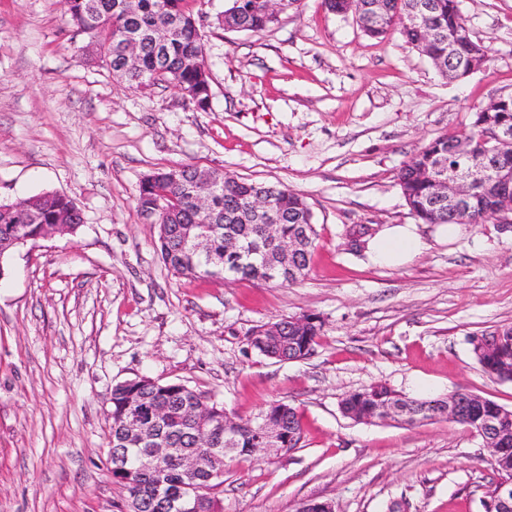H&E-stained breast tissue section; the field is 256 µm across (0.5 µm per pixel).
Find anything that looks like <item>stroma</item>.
I'll return each mask as SVG.
<instances>
[{"label": "stroma", "mask_w": 512, "mask_h": 512, "mask_svg": "<svg viewBox=\"0 0 512 512\" xmlns=\"http://www.w3.org/2000/svg\"><path fill=\"white\" fill-rule=\"evenodd\" d=\"M227 0H194L210 76L200 110L169 85L113 78L61 0H0V201L72 197L75 234L18 248L0 273V512H118L106 472V398L136 377L216 395L238 417L294 405L304 445L227 463L224 512H484L497 481L481 438L441 419L344 417L347 393L382 382L414 398L467 390L512 410V381L477 364L472 336L512 326V215L444 237L417 223L400 169L431 140L512 95V0H460L484 69L444 80L397 34L298 0L260 32L219 27ZM192 164L287 187L313 209L317 248L292 286L187 281L162 264L137 208L141 179ZM417 224L427 247L376 264L350 232ZM313 314L297 362L247 343L255 325Z\"/></svg>", "instance_id": "stroma-1"}]
</instances>
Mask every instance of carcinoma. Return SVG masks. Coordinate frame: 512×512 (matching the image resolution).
<instances>
[{
  "label": "carcinoma",
  "instance_id": "1",
  "mask_svg": "<svg viewBox=\"0 0 512 512\" xmlns=\"http://www.w3.org/2000/svg\"><path fill=\"white\" fill-rule=\"evenodd\" d=\"M189 0H69L68 14L80 32L96 38V48L109 60L112 76L137 87L169 83L182 96L204 110L210 102L209 74L204 65V47ZM419 0H371L382 21L370 19L368 11L354 5L364 34L381 39L390 32L398 33L406 44L426 56L438 72L449 79L470 74L471 62L485 67L490 61L489 49L472 39L470 32L459 24V0H430L431 8L416 11ZM231 23L225 28L257 32L274 23L267 0H231L225 10ZM177 36L159 45L157 39L168 31ZM135 35L139 42L137 66H121V49L127 37ZM512 135V98L503 97L473 113L469 128L450 136L438 137L426 144L400 170L399 185L410 210L425 224H483L497 215L502 200L495 199V182L487 181L474 188L466 213L460 214L448 203L435 204L429 182L419 172L440 160L452 169L464 164V159L450 153L451 148L468 142L497 158L502 167L512 172V142L500 140L501 133ZM193 165L159 169L146 175L140 184L137 207L141 213L153 212L157 227L156 248L175 277L185 279H224L225 272L235 280L268 281L270 276L258 260L239 262L238 245L249 243L263 252H273L279 241L266 235L265 225L254 216L251 198L257 182L234 176H224L223 188L213 197L210 211L198 209L197 198L207 192L203 184L192 182ZM274 208L281 214L279 235L284 239L304 236L303 247L293 256L295 273L276 279L289 286L302 280L309 271L310 257L316 248L317 233L314 214L306 199L286 187H275ZM77 204L66 194L47 192L14 202L0 204V251L9 254L6 241L11 237L36 236L45 224L73 222ZM209 222L208 254L191 252L185 239L174 228L183 230ZM503 335L492 332L471 339L475 359L489 376L500 381H512V326L502 328ZM322 333V323L312 317L305 325L280 337H256L249 346L259 354L276 359L281 356L305 359L310 356ZM462 414L455 422L480 434L482 422L503 406L479 395L468 397ZM208 406L206 430L211 437L208 448L198 449L200 469L191 480L182 468L180 453L166 461L163 477L136 472V452L139 440L124 434L131 416L147 405L168 407L166 419L156 430V437L173 448H194L201 434L195 408ZM439 398L408 397L385 383L346 394L340 401L342 414L360 421L372 410L383 405H399L412 415L395 422L414 425L421 421L442 418ZM110 423L108 447L129 448L131 452L112 459V482L127 498L138 496L152 500L155 496L179 498L184 487L196 486L200 512H217V489L220 483L211 475L224 470L226 458L249 456L251 449L264 444L265 426H277V447H302L304 432L296 408L289 402L276 400L267 404L256 416L242 419L234 416L224 402L184 383L136 377L112 387L107 399ZM236 422L230 433L224 430V420Z\"/></svg>",
  "mask_w": 512,
  "mask_h": 512
}]
</instances>
